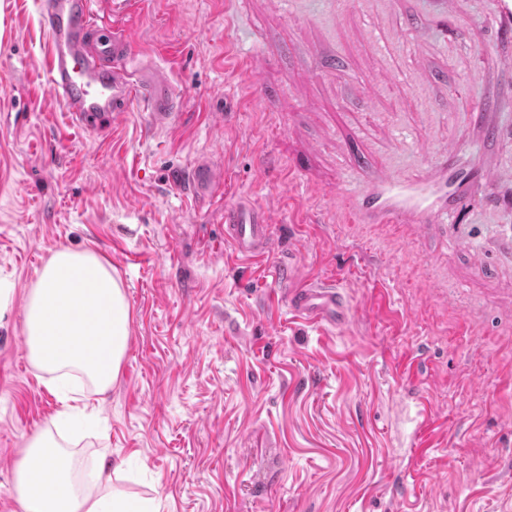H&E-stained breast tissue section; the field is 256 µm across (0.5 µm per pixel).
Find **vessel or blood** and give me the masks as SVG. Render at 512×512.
Segmentation results:
<instances>
[{
  "label": "vessel or blood",
  "mask_w": 512,
  "mask_h": 512,
  "mask_svg": "<svg viewBox=\"0 0 512 512\" xmlns=\"http://www.w3.org/2000/svg\"><path fill=\"white\" fill-rule=\"evenodd\" d=\"M112 0H40L49 50L45 63L53 97L63 103L74 125L93 128L119 120L135 101L146 105L145 122L162 131L179 112L170 81L152 74L151 63L136 60L128 32L112 27L106 13ZM475 178L455 149L443 150L433 178L383 179L357 196L355 216L363 224L446 223L464 188ZM224 238L245 258H261L271 248L270 216L239 202L224 209ZM286 284L290 310L298 317L331 328L343 326L347 307L335 284L269 268Z\"/></svg>",
  "instance_id": "vessel-or-blood-1"
}]
</instances>
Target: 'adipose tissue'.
Returning <instances> with one entry per match:
<instances>
[{
    "label": "adipose tissue",
    "mask_w": 512,
    "mask_h": 512,
    "mask_svg": "<svg viewBox=\"0 0 512 512\" xmlns=\"http://www.w3.org/2000/svg\"><path fill=\"white\" fill-rule=\"evenodd\" d=\"M83 317L86 342L72 331ZM130 308L111 263L87 249L63 247L50 254L26 289L23 336L32 366L62 408L49 426L30 437L13 469L22 512H155L154 501L126 494L112 481L110 464L61 471L64 432L76 423L75 385L107 394L128 349Z\"/></svg>",
    "instance_id": "adipose-tissue-1"
}]
</instances>
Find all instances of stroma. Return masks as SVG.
<instances>
[{"label": "stroma", "mask_w": 512, "mask_h": 512, "mask_svg": "<svg viewBox=\"0 0 512 512\" xmlns=\"http://www.w3.org/2000/svg\"><path fill=\"white\" fill-rule=\"evenodd\" d=\"M144 2L117 23L181 100L162 134L138 103L104 133L72 125L37 0H0V512H21L14 463L60 408L22 328L28 285L67 246L111 261L130 305L101 424L74 446L85 465L109 449L127 493L160 512H512V32L496 0ZM449 145L495 174L497 204L476 187L451 224L352 222L337 185L432 174ZM201 159L224 172L205 197L188 183ZM240 201L273 216L267 260L224 239ZM269 262L336 282L346 324L293 318Z\"/></svg>", "instance_id": "stroma-1"}]
</instances>
